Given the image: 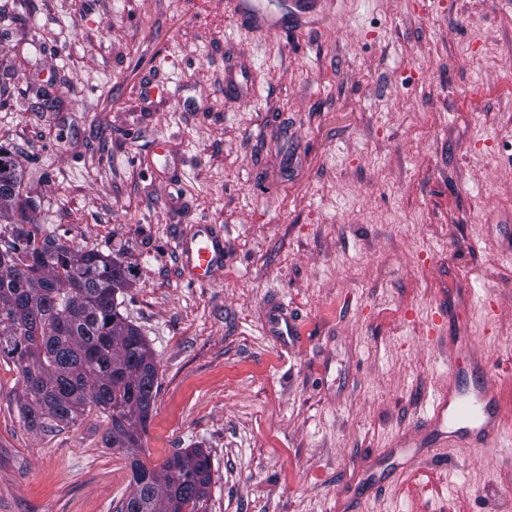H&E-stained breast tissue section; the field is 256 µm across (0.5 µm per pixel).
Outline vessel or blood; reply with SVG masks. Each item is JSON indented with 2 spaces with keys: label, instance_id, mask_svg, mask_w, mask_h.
Segmentation results:
<instances>
[{
  "label": "vessel or blood",
  "instance_id": "obj_1",
  "mask_svg": "<svg viewBox=\"0 0 512 512\" xmlns=\"http://www.w3.org/2000/svg\"><path fill=\"white\" fill-rule=\"evenodd\" d=\"M178 250L192 279L201 283L209 282L224 264V238L209 224L200 225L195 235L181 240ZM468 301V294L460 291L448 302L450 318L444 338L448 389L435 397L414 424L415 432L462 449L496 445L512 436L507 428L512 407L489 380L485 357L455 317L456 310Z\"/></svg>",
  "mask_w": 512,
  "mask_h": 512
}]
</instances>
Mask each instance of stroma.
<instances>
[{"label": "stroma", "mask_w": 512, "mask_h": 512, "mask_svg": "<svg viewBox=\"0 0 512 512\" xmlns=\"http://www.w3.org/2000/svg\"><path fill=\"white\" fill-rule=\"evenodd\" d=\"M0 0V147L42 234L131 273L158 390L139 454L210 455L208 512H512V458L398 446L446 379L436 306L512 403V0ZM224 267L192 282L181 237ZM298 336H277V315ZM0 358V512H121L97 412L26 426ZM179 254L192 279L208 283L224 265V238L210 224L200 225L196 234L178 245Z\"/></svg>", "instance_id": "obj_1"}]
</instances>
